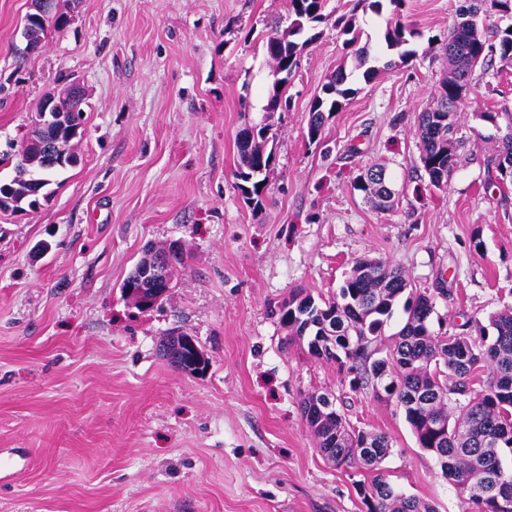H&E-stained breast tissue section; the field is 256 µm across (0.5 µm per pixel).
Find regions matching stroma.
<instances>
[{"label": "stroma", "instance_id": "obj_1", "mask_svg": "<svg viewBox=\"0 0 512 512\" xmlns=\"http://www.w3.org/2000/svg\"><path fill=\"white\" fill-rule=\"evenodd\" d=\"M463 3L406 0L414 55L390 68L391 6L327 0L287 110L268 112L265 38L287 29L290 0H68L66 25L30 54L19 26L31 0H0L1 178L45 92L84 88L80 163L54 175L49 201L0 213V512H361L353 477L301 417V399L322 393L351 425L390 437L384 472L400 490L467 512L402 409L351 393L275 313L297 288L330 296L364 256L435 291L433 331L512 308V183L487 176L512 125V62L475 73L447 187L421 177L418 116ZM351 11L379 73L356 80L313 143V99L355 66L333 23ZM253 123L268 125L274 153L257 211L237 188L236 139ZM378 162L396 191L388 210L352 188ZM174 240L185 254L172 287L140 311L122 282L147 245ZM174 328L196 338L205 373L160 357Z\"/></svg>", "mask_w": 512, "mask_h": 512}]
</instances>
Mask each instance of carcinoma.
<instances>
[{
	"label": "carcinoma",
	"instance_id": "1",
	"mask_svg": "<svg viewBox=\"0 0 512 512\" xmlns=\"http://www.w3.org/2000/svg\"><path fill=\"white\" fill-rule=\"evenodd\" d=\"M395 18L387 21L386 48L396 51L401 63L413 57L407 49L415 33L398 15L405 0H389ZM460 9L461 21L448 30L445 64L448 75L439 84L428 110L418 118L419 162L429 186L442 188L458 162V149L464 144L458 135L454 115L474 90L471 76L478 66L487 72L494 58L512 61V23L488 28L482 20L497 17L512 20V0H467ZM326 0H291L293 19L284 36L271 35L265 48L280 75L277 89L268 97L266 111L283 107L282 89L298 67L301 50L310 39H301L316 23L327 20ZM335 27L350 36L357 46L362 31L356 17L341 16ZM355 56L365 67L368 45L357 46ZM378 69L365 67L362 79L370 82ZM348 74L338 69L310 105L308 139L321 138L327 115L338 111L342 101L355 89L347 85ZM60 130L59 123L34 126L21 152L18 164L27 168L30 178L51 185L60 166L44 163L41 143ZM246 141H237L241 161L237 185L244 201L257 211L263 204L266 177L273 153L266 149L267 126L242 129ZM499 182H512V129L498 138V149L490 160ZM11 186L14 208L23 211L48 200L38 199L30 187L10 178L0 185ZM352 188L387 209L395 193L385 167L374 165L359 174ZM406 318L392 333L390 348H383L385 327L402 295ZM434 296L429 289L409 288L401 271L373 258L355 261L338 292L316 298L303 290H293L278 307L280 322L298 339L310 337L309 352L337 364L354 392L378 389L389 391L403 410L419 447L435 456L444 477L468 492V512H512V468L503 464L505 453L512 454V308L489 316L494 335L475 321L473 330L436 335L431 329ZM479 385L481 390L473 389ZM314 394L302 399V418L317 439L323 457L338 469L357 468L364 479L355 482L366 512H437L434 504L408 496L384 474L383 462L391 453L388 435L356 429L335 410L326 412L314 401Z\"/></svg>",
	"mask_w": 512,
	"mask_h": 512
}]
</instances>
